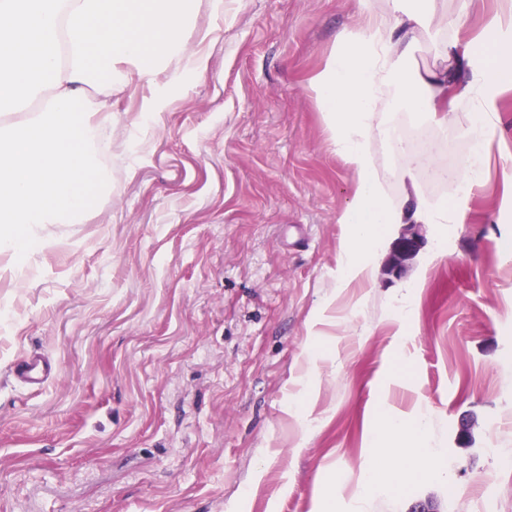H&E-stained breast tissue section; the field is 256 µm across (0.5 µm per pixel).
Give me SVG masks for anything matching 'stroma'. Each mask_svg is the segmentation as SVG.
Returning <instances> with one entry per match:
<instances>
[{
    "mask_svg": "<svg viewBox=\"0 0 512 512\" xmlns=\"http://www.w3.org/2000/svg\"><path fill=\"white\" fill-rule=\"evenodd\" d=\"M385 5L200 0L187 50L206 74L176 60L113 96L109 188L22 267L0 254V512H512V87L464 223L422 225L401 276L388 243L372 280L338 282L353 177L313 80ZM500 5L436 0V21L463 16L477 42ZM386 120L424 129L449 170L470 154L466 113ZM369 149L404 199L413 148ZM32 356L52 366L37 389L15 374ZM380 411L427 421L434 465L400 487L381 478L408 451Z\"/></svg>",
    "mask_w": 512,
    "mask_h": 512,
    "instance_id": "obj_1",
    "label": "stroma"
}]
</instances>
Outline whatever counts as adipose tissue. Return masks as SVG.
Returning <instances> with one entry per match:
<instances>
[{
	"label": "adipose tissue",
	"instance_id": "obj_1",
	"mask_svg": "<svg viewBox=\"0 0 512 512\" xmlns=\"http://www.w3.org/2000/svg\"><path fill=\"white\" fill-rule=\"evenodd\" d=\"M196 0H0V112L18 114L0 125V253L25 261L41 247L39 225L58 224L88 209L90 192L107 183L93 149L112 125V94L130 73L153 78L184 56L195 26ZM435 0H387L357 30L339 37L313 80L337 153L354 180L339 217L348 227L339 265L344 281L371 278L387 233L397 224H459V186H478L497 119L496 93L512 83V0L480 43L453 37L439 49L449 65L420 69V35L435 29ZM46 97L43 111H29ZM396 103L444 125L469 113L462 133L477 149L455 172L448 199L420 190L419 168L433 156L409 160L399 178L407 199L392 204L368 149Z\"/></svg>",
	"mask_w": 512,
	"mask_h": 512
}]
</instances>
